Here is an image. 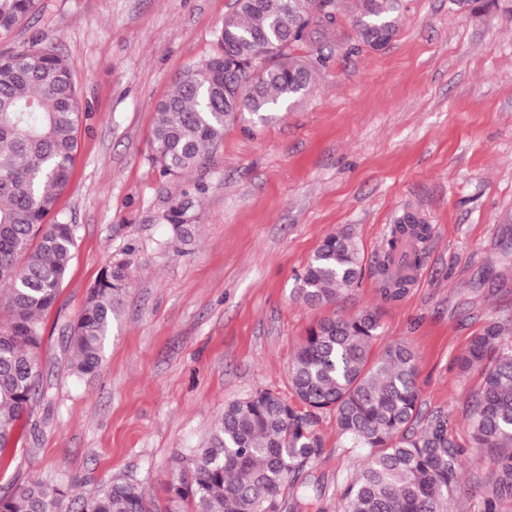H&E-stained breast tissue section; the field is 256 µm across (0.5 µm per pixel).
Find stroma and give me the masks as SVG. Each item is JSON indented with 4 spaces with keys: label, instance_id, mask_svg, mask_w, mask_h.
Listing matches in <instances>:
<instances>
[{
    "label": "stroma",
    "instance_id": "stroma-1",
    "mask_svg": "<svg viewBox=\"0 0 512 512\" xmlns=\"http://www.w3.org/2000/svg\"><path fill=\"white\" fill-rule=\"evenodd\" d=\"M235 0H40L0 51L45 35L66 58L88 117L77 135L59 220L76 225L73 259L42 316L41 385L0 457V495L21 481L86 490L113 477L141 482L151 512L185 449L201 445L226 402L267 387L293 400V355L309 328L373 306L382 351L417 356L421 417L467 410L482 382L455 360L487 322L512 315V19L475 16L453 0H394L396 31L374 49L353 14L315 87L268 124L225 130L186 179L148 160L156 106L176 76L219 49ZM199 234L169 246L163 215L188 186ZM431 227L408 293L383 302L372 271L403 211ZM352 233L363 278L338 304L313 309L299 278L329 234ZM129 267L123 310L95 375L70 370L65 338L110 263ZM321 497L299 512H341L362 465L320 413ZM490 471L467 449L449 512H486Z\"/></svg>",
    "mask_w": 512,
    "mask_h": 512
}]
</instances>
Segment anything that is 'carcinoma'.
<instances>
[{"instance_id": "carcinoma-1", "label": "carcinoma", "mask_w": 512, "mask_h": 512, "mask_svg": "<svg viewBox=\"0 0 512 512\" xmlns=\"http://www.w3.org/2000/svg\"><path fill=\"white\" fill-rule=\"evenodd\" d=\"M476 14L493 7L512 19V0H465ZM392 0H359L356 23L363 42L395 31ZM38 0H0V37L11 36L36 13ZM346 0L245 2L224 18L221 51L186 69L156 107L151 162L177 177L200 165L224 130L249 120L264 125L308 94L328 57L299 51L319 38H339L335 14ZM271 53L258 75L251 61ZM230 84L243 112L224 109ZM82 110L72 71L55 44L39 40L0 52V288L8 324L0 331V451L39 395L41 316L55 303L76 244L74 225L55 217L77 145ZM191 194L166 211L172 246L198 235ZM429 225L406 213L394 225L375 266L382 300H401L423 261L406 242L428 238ZM361 258L352 237L328 235L311 256L297 294L311 307L336 304L359 285ZM129 280L128 267L110 264L90 289L67 336L70 369L94 374L102 363ZM380 319L371 308L325 317L308 330L291 367L302 412L270 389L224 404L208 441L180 455L179 478L167 488L165 512H286L284 492L321 454L316 413L331 411L342 447L363 453L361 469L345 487L341 512H448L460 478L462 445L438 414L418 430L420 388L410 345L397 340L372 353ZM459 374L474 370L482 387L469 410V443L486 450L492 491L487 512L512 498V316L488 322L458 356ZM0 512H150L144 490L119 477L88 495L65 483L30 480L0 496Z\"/></svg>"}]
</instances>
